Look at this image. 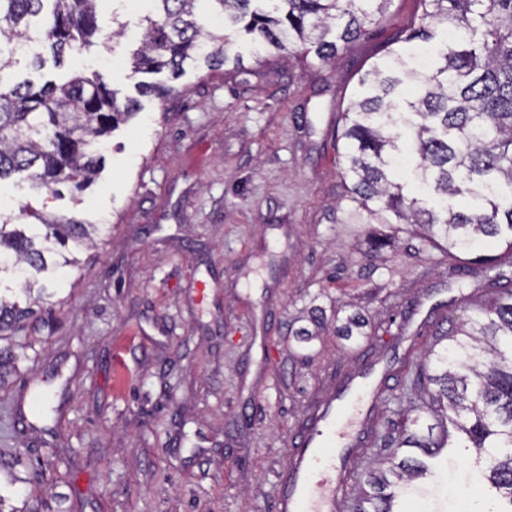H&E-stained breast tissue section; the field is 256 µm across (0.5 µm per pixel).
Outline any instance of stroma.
<instances>
[{
	"label": "stroma",
	"mask_w": 512,
	"mask_h": 512,
	"mask_svg": "<svg viewBox=\"0 0 512 512\" xmlns=\"http://www.w3.org/2000/svg\"><path fill=\"white\" fill-rule=\"evenodd\" d=\"M416 0H392L367 37L335 60L286 53L240 68L187 66L167 98L111 133L83 192L36 196L0 182L9 212L26 205L105 224V243L67 270L52 328L16 338L28 356L0 389V450L19 453L30 512H276V481L314 401L376 361L388 387L414 374L436 334L461 323L512 264L464 265L393 224H348L336 135L358 79L397 48ZM126 24L113 37L112 16ZM103 45L81 65L119 97L143 74L134 0H106ZM319 338L297 342L311 309ZM361 313L368 334L336 333ZM51 391L50 431L21 430L13 408ZM459 464L412 483L403 512H460Z\"/></svg>",
	"instance_id": "1"
}]
</instances>
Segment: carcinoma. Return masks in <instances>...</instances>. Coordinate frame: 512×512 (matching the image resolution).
Returning <instances> with one entry per match:
<instances>
[{
    "label": "carcinoma",
    "instance_id": "carcinoma-1",
    "mask_svg": "<svg viewBox=\"0 0 512 512\" xmlns=\"http://www.w3.org/2000/svg\"><path fill=\"white\" fill-rule=\"evenodd\" d=\"M146 33L133 68L179 78L188 63L230 60L240 39L326 63L380 23L392 0H144ZM419 10L391 50L359 79L342 112L341 177L355 203L352 224H416L422 241L444 252L479 254L504 243L512 262V0H418ZM102 0H0V182L24 177L36 192L66 184L83 190L99 173L95 147L141 111L119 100L100 71L77 68L97 46ZM48 47L61 81H14L23 42ZM159 99L175 88L137 85ZM107 228L26 206L0 216V387L25 355L13 336L43 321L32 305L6 296L56 295L57 271ZM465 324L443 332L448 345L425 356L415 397L390 411V452L365 474L371 491L353 512H397L400 487L427 474L426 460L463 448L495 499L512 512V283L490 285ZM364 321L338 330L362 336Z\"/></svg>",
    "mask_w": 512,
    "mask_h": 512
}]
</instances>
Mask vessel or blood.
I'll return each instance as SVG.
<instances>
[{"label": "vessel or blood", "mask_w": 512, "mask_h": 512, "mask_svg": "<svg viewBox=\"0 0 512 512\" xmlns=\"http://www.w3.org/2000/svg\"><path fill=\"white\" fill-rule=\"evenodd\" d=\"M387 376L371 364L310 408L278 476V512H347V465L364 452Z\"/></svg>", "instance_id": "obj_1"}]
</instances>
